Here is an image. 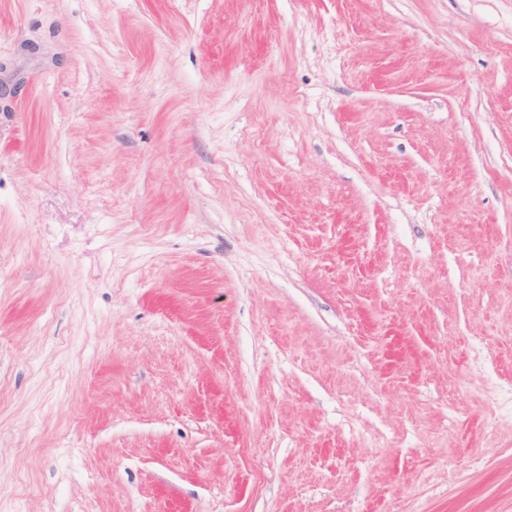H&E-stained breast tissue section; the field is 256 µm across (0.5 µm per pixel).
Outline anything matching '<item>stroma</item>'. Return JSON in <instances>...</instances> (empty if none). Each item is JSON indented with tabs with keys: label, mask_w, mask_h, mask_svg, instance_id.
I'll use <instances>...</instances> for the list:
<instances>
[{
	"label": "stroma",
	"mask_w": 512,
	"mask_h": 512,
	"mask_svg": "<svg viewBox=\"0 0 512 512\" xmlns=\"http://www.w3.org/2000/svg\"><path fill=\"white\" fill-rule=\"evenodd\" d=\"M0 512H512V0H0Z\"/></svg>",
	"instance_id": "35a3bbf8"
}]
</instances>
